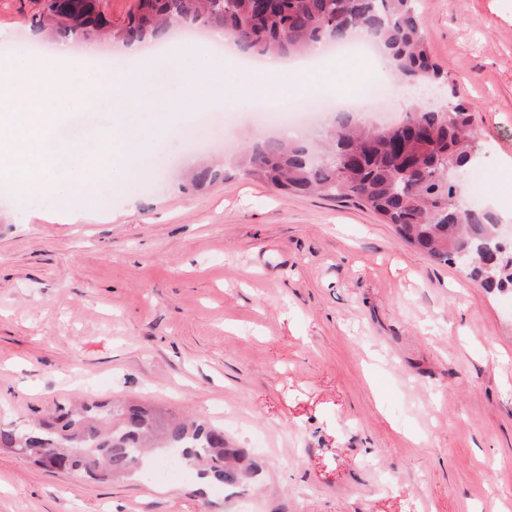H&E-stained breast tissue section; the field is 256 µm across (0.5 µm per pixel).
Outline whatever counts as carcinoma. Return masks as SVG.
Returning <instances> with one entry per match:
<instances>
[{
    "label": "carcinoma",
    "instance_id": "cac0c4a2",
    "mask_svg": "<svg viewBox=\"0 0 512 512\" xmlns=\"http://www.w3.org/2000/svg\"><path fill=\"white\" fill-rule=\"evenodd\" d=\"M184 19L224 30L245 54L260 58L300 56L313 43L341 42L359 27L403 86L442 78L428 52L418 0H271L263 12L252 0H232L229 7L210 0H140L115 29L100 0H63L55 18L45 22L35 13L31 26L57 39L78 31L89 38L110 28L112 37L139 43L144 36L149 42L163 38ZM322 131L326 160L305 142L267 138L244 150L237 167L285 197L316 194L367 207L393 225L401 241L443 263L458 264L456 248L463 242L477 246L496 237L498 219L487 209L472 208L465 220L456 219L462 185L444 173L447 164L469 162L472 114L463 104L452 101L446 112L412 110L391 125L353 122L345 113ZM412 160L422 166L405 177ZM463 271L488 288H512V255ZM32 445L65 459L67 470L105 479L140 473L139 465L157 448L181 449L201 480L235 486L255 473L228 446L224 430L130 402L106 413L97 405L60 407L23 432L0 427V447L22 451Z\"/></svg>",
    "mask_w": 512,
    "mask_h": 512
}]
</instances>
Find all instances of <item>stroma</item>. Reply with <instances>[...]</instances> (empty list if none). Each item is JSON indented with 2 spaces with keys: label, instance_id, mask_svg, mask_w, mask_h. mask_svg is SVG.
I'll return each instance as SVG.
<instances>
[{
  "label": "stroma",
  "instance_id": "stroma-1",
  "mask_svg": "<svg viewBox=\"0 0 512 512\" xmlns=\"http://www.w3.org/2000/svg\"><path fill=\"white\" fill-rule=\"evenodd\" d=\"M40 0H0V60L30 75ZM472 113L465 183L512 225V0H420ZM205 114L234 167L263 129ZM173 113L123 189L75 210L0 183V427L136 401L223 427L259 466L203 485L164 454L92 480L0 448V512H512V291L482 288L349 201L236 172L186 186Z\"/></svg>",
  "mask_w": 512,
  "mask_h": 512
}]
</instances>
